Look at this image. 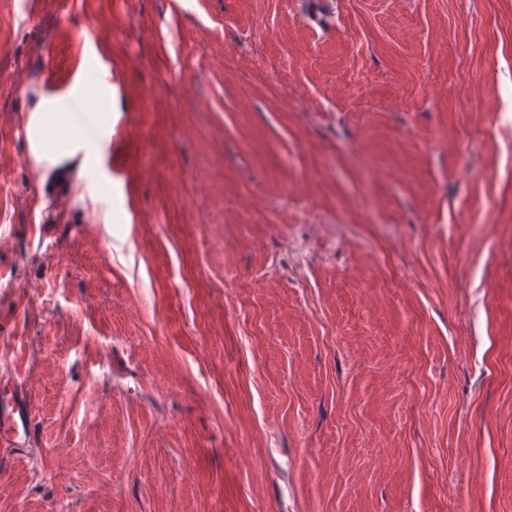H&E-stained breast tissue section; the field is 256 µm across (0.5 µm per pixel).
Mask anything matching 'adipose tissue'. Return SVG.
Segmentation results:
<instances>
[{
    "label": "adipose tissue",
    "instance_id": "adipose-tissue-1",
    "mask_svg": "<svg viewBox=\"0 0 512 512\" xmlns=\"http://www.w3.org/2000/svg\"><path fill=\"white\" fill-rule=\"evenodd\" d=\"M111 125L105 100L91 97L81 85L63 99L41 98L29 118L27 135L37 163L50 169L78 155L83 175L89 176L98 163V137Z\"/></svg>",
    "mask_w": 512,
    "mask_h": 512
}]
</instances>
